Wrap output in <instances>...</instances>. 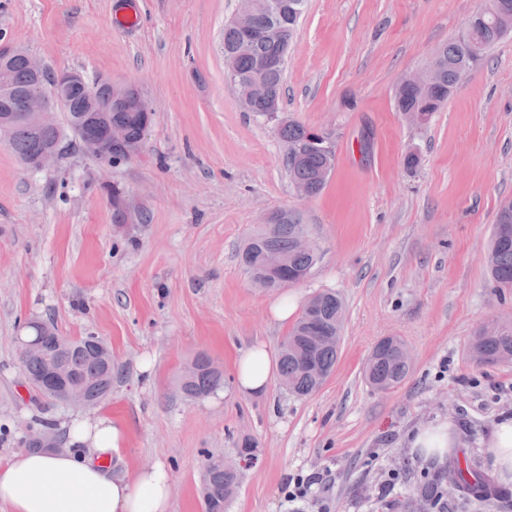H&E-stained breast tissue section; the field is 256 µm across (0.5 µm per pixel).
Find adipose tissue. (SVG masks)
<instances>
[{"label": "adipose tissue", "mask_w": 512, "mask_h": 512, "mask_svg": "<svg viewBox=\"0 0 512 512\" xmlns=\"http://www.w3.org/2000/svg\"><path fill=\"white\" fill-rule=\"evenodd\" d=\"M278 369L276 353L266 343L254 344L235 362L237 387L264 391ZM126 437V427L107 415L73 421L66 429L67 450H22L0 461V505L8 512H169L165 466L113 475L112 452ZM412 446L424 458L438 460L460 449L445 422L421 429Z\"/></svg>", "instance_id": "obj_1"}]
</instances>
